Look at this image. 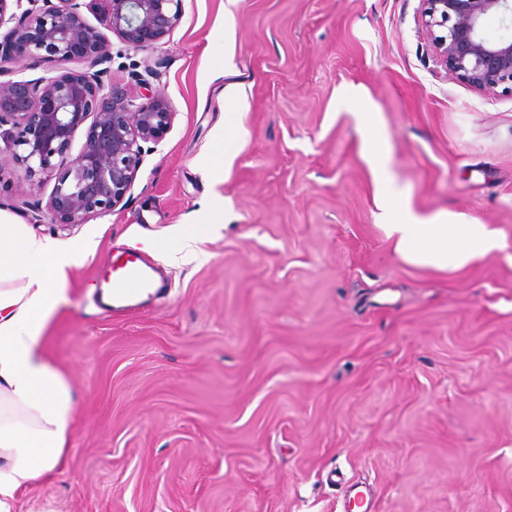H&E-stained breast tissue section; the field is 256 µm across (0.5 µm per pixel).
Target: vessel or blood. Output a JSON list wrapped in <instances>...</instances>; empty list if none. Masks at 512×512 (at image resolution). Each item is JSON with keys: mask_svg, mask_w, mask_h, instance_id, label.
<instances>
[{"mask_svg": "<svg viewBox=\"0 0 512 512\" xmlns=\"http://www.w3.org/2000/svg\"><path fill=\"white\" fill-rule=\"evenodd\" d=\"M112 270V308L123 311L136 307L143 293L156 286L158 264L136 248L113 252L109 257Z\"/></svg>", "mask_w": 512, "mask_h": 512, "instance_id": "1", "label": "vessel or blood"}]
</instances>
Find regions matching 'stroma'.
I'll use <instances>...</instances> for the list:
<instances>
[{"instance_id":"35a3bbf8","label":"stroma","mask_w":512,"mask_h":512,"mask_svg":"<svg viewBox=\"0 0 512 512\" xmlns=\"http://www.w3.org/2000/svg\"><path fill=\"white\" fill-rule=\"evenodd\" d=\"M182 0L150 65L175 118L124 202L61 230L13 164L0 213L91 239L44 349L76 395L63 472L16 512H512V94L437 66L419 0ZM232 57V74L216 67ZM239 89L244 138L224 143ZM404 206L499 229L462 269L412 265L379 225L375 155ZM218 234L139 310L98 298L112 247L169 241L210 198Z\"/></svg>"}]
</instances>
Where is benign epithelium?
<instances>
[{
    "label": "benign epithelium",
    "mask_w": 512,
    "mask_h": 512,
    "mask_svg": "<svg viewBox=\"0 0 512 512\" xmlns=\"http://www.w3.org/2000/svg\"><path fill=\"white\" fill-rule=\"evenodd\" d=\"M28 7H23V3ZM182 0H0V60H37L52 77L15 80L0 63V177L9 163L27 178H53L46 209L35 220L61 227L110 212L131 190L144 155L156 151L175 113L158 93L143 94L111 79L113 34L134 51L157 48L179 21ZM97 24H90L84 12ZM512 20V0H420V23L437 63L471 90L512 93V40L492 42L485 19ZM84 63L81 70L64 65ZM89 123L80 152L65 159L79 127Z\"/></svg>",
    "instance_id": "7a95c632"
}]
</instances>
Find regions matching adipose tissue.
I'll return each instance as SVG.
<instances>
[{"mask_svg": "<svg viewBox=\"0 0 512 512\" xmlns=\"http://www.w3.org/2000/svg\"><path fill=\"white\" fill-rule=\"evenodd\" d=\"M384 230L405 261L435 269H461L506 247L497 229L448 212L411 214ZM94 249L36 235L0 213V512H14L20 492L63 469L75 396L43 339L69 270Z\"/></svg>", "mask_w": 512, "mask_h": 512, "instance_id": "ef3b65f1", "label": "adipose tissue"}]
</instances>
